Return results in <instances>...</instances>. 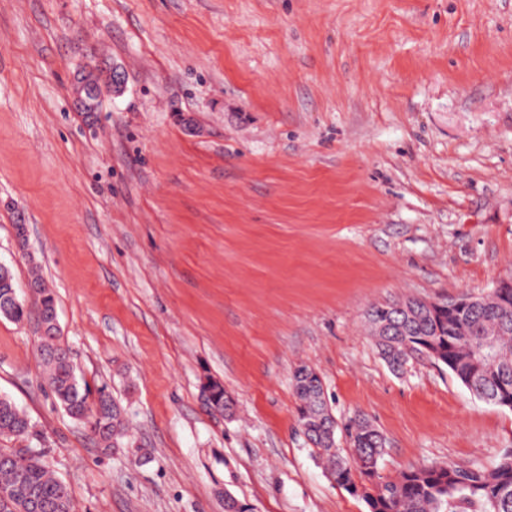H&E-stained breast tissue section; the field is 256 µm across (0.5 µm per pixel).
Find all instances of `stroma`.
I'll return each instance as SVG.
<instances>
[{
    "label": "stroma",
    "instance_id": "35a3bbf8",
    "mask_svg": "<svg viewBox=\"0 0 512 512\" xmlns=\"http://www.w3.org/2000/svg\"><path fill=\"white\" fill-rule=\"evenodd\" d=\"M1 264L22 292L39 271L129 426L102 450L44 384L37 315L0 316L32 425L0 448L44 449L77 512H368L298 430L303 364L382 432L381 477L491 465L512 410L391 369L366 312L512 276V0H0Z\"/></svg>",
    "mask_w": 512,
    "mask_h": 512
}]
</instances>
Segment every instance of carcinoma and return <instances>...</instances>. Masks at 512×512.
Instances as JSON below:
<instances>
[{
	"label": "carcinoma",
	"mask_w": 512,
	"mask_h": 512,
	"mask_svg": "<svg viewBox=\"0 0 512 512\" xmlns=\"http://www.w3.org/2000/svg\"><path fill=\"white\" fill-rule=\"evenodd\" d=\"M30 288L43 310L56 308L54 294L41 275H34ZM16 293L11 271L0 267V315L21 321L28 311L24 305L15 304ZM413 305L415 311L410 314L400 310L397 302L376 305L367 312L368 320L387 321L394 333L396 346L378 343L389 367L398 370L415 356L431 360L433 348L442 354L440 363L478 399L498 407L504 398H512V304L494 300L475 310L451 314L430 313L417 300ZM496 326L505 328L501 340L509 357L496 372H470L467 343ZM62 350L61 345L42 341L46 386L72 419L93 425L98 442L108 449L125 431L118 406L108 386L90 390L77 376L71 360L59 355ZM300 369L305 375L292 378V384L300 401L301 431L325 459L336 485L350 494L355 483L362 485L359 498L369 512H512V449L490 467L440 463L411 468L385 480L379 474L385 449L381 432L360 415L345 424L353 455V462H348L328 442L332 412L321 378L305 365ZM30 428L26 413L11 400L0 398V436H25ZM31 496L45 507L43 512H76L70 490L52 476L41 448L27 449V456L13 467L0 465V512H34L28 507Z\"/></svg>",
	"instance_id": "obj_1"
}]
</instances>
